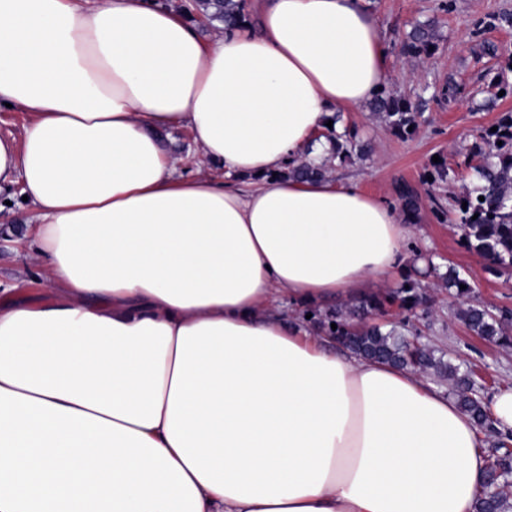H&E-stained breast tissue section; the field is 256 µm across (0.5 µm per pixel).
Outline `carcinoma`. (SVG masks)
I'll list each match as a JSON object with an SVG mask.
<instances>
[{"label":"carcinoma","mask_w":512,"mask_h":512,"mask_svg":"<svg viewBox=\"0 0 512 512\" xmlns=\"http://www.w3.org/2000/svg\"><path fill=\"white\" fill-rule=\"evenodd\" d=\"M193 6L203 15L224 25H234L245 16V0H195ZM434 46L431 28L418 23L403 42V51L412 58L427 57ZM372 110L384 119L388 128L401 138H409L417 132L416 112L413 104L380 90L371 103ZM497 131L483 128L474 135L475 144L466 155L464 165H473L478 184L455 199L453 212L455 224L462 232L464 245L483 257L489 268H512V112H505L495 124ZM324 137L336 149V158L345 162L352 149L358 146V131L346 126L339 132L332 127ZM327 165L314 166L302 162L290 168L286 175L294 179L323 178ZM430 177L426 184L432 186L447 180L450 168L444 162L431 164L424 173ZM398 200L409 214L418 209L419 194L408 183L397 186ZM484 200H479V197ZM467 206H462V203ZM426 274L433 275L444 287L454 290L459 301L456 317L474 335L498 345L512 342L507 316H499L489 308L471 300L474 285L457 268L448 266L444 273L437 272L429 264ZM465 288H460V285ZM429 302L426 289L417 272H407L399 285L383 293L372 294L358 302L336 307L323 317L311 309V321L317 328L345 348L364 358L381 360L419 373H432L448 381L449 394L458 406L494 437L491 460L494 466L484 484L477 512H509L512 509V488L503 482L512 475V456L505 448L512 443V432L502 433L492 425L486 403L475 394L479 378L469 367H462L446 357L438 349L408 338L411 318L417 310L428 312L424 304ZM336 328H331V324Z\"/></svg>","instance_id":"cac0c4a2"}]
</instances>
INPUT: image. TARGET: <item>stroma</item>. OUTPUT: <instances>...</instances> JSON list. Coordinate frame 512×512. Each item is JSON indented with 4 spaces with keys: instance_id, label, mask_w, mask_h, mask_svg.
Returning a JSON list of instances; mask_svg holds the SVG:
<instances>
[{
    "instance_id": "obj_1",
    "label": "stroma",
    "mask_w": 512,
    "mask_h": 512,
    "mask_svg": "<svg viewBox=\"0 0 512 512\" xmlns=\"http://www.w3.org/2000/svg\"><path fill=\"white\" fill-rule=\"evenodd\" d=\"M369 8L388 50L392 78L387 89L419 98L418 130L413 138L403 139L373 112L344 113V122L357 127L373 153L367 160L333 164L331 174L392 203L399 182L419 186L415 248L439 270L452 264L469 274L476 285L475 300L512 312V274H491L485 260L464 246L453 221L435 216L437 208H450L473 182L472 170L462 161L476 131L512 111V96L499 94L501 84H512V71L504 66L512 55V26L501 21L512 14V0H369ZM416 21L431 24L435 34L436 49L422 60L409 58L401 47ZM436 157L454 169V176L434 187L421 185L422 174ZM34 221L33 207L23 202L20 186H13L10 204L0 207L1 293L24 278L30 281L29 295L41 290L28 258ZM428 294L430 311L416 324L429 343L473 366L485 379V396L512 385V344L490 345L471 335L455 316L458 302L447 290L432 288Z\"/></svg>"
}]
</instances>
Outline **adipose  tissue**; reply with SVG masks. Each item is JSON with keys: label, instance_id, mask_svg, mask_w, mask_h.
Listing matches in <instances>:
<instances>
[{"label": "adipose tissue", "instance_id": "1", "mask_svg": "<svg viewBox=\"0 0 512 512\" xmlns=\"http://www.w3.org/2000/svg\"><path fill=\"white\" fill-rule=\"evenodd\" d=\"M388 79L365 0H255L209 43L153 0H0V191L49 294L0 300V512H475L472 417L276 312L426 266L385 198L282 176ZM26 123V114L18 109L0 106V133L21 137L23 126ZM161 136L169 152L183 158L181 173L184 175L193 174L196 170V160L189 130L187 128H180L171 133L162 132Z\"/></svg>", "mask_w": 512, "mask_h": 512}]
</instances>
